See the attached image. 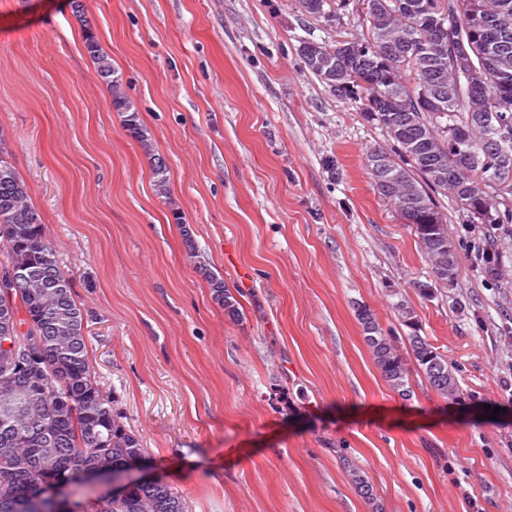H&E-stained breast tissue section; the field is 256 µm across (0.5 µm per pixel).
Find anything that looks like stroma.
Returning <instances> with one entry per match:
<instances>
[{
    "mask_svg": "<svg viewBox=\"0 0 512 512\" xmlns=\"http://www.w3.org/2000/svg\"><path fill=\"white\" fill-rule=\"evenodd\" d=\"M363 8L0 0V137L84 312L96 382L146 448L143 473L189 512H512V239L491 279L484 225L443 198L457 275L421 293L428 261L369 171L391 141L299 51L360 33ZM89 30L152 153L113 108ZM401 300L460 400L418 373L407 397L384 380L356 310L407 356ZM207 278L215 299L224 305V313L231 318L238 317L240 313L237 306V300L224 285L223 277L217 276L209 271L207 273Z\"/></svg>",
    "mask_w": 512,
    "mask_h": 512,
    "instance_id": "1",
    "label": "stroma"
}]
</instances>
